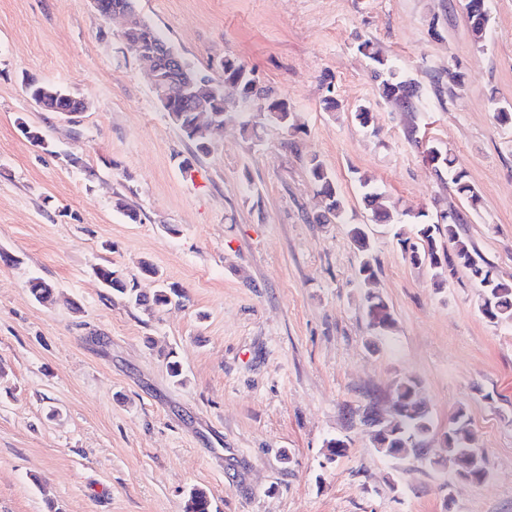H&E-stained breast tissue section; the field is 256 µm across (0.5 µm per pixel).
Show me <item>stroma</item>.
Segmentation results:
<instances>
[{"label":"stroma","instance_id":"1","mask_svg":"<svg viewBox=\"0 0 512 512\" xmlns=\"http://www.w3.org/2000/svg\"><path fill=\"white\" fill-rule=\"evenodd\" d=\"M137 6L201 72L227 56L254 69L302 128L291 138L267 123L248 140L229 119L194 155L120 18L91 0H0V512H184L193 487L213 512H512V325L484 318L466 271L439 287L411 264L359 186L372 178L395 213L468 211L415 140L450 149L482 198L459 233L512 281V127L492 119L494 103L512 105V0H488L481 48L464 0ZM363 39L419 83L414 111L381 97ZM455 66L464 87L448 82ZM27 76L87 111H43ZM330 89L342 111H325ZM360 104L374 130L352 119ZM313 157L335 177L345 223L309 220ZM352 224L368 226L381 261L375 289L395 318L384 335L363 310ZM101 265L141 294L163 279L183 296L129 303L103 288ZM34 277L54 304L30 295ZM171 351L184 384L168 375ZM404 378L434 429L424 457L390 460L361 415L372 403L391 413ZM460 409L489 460L481 482L437 464ZM335 437L348 450L331 461Z\"/></svg>","mask_w":512,"mask_h":512}]
</instances>
